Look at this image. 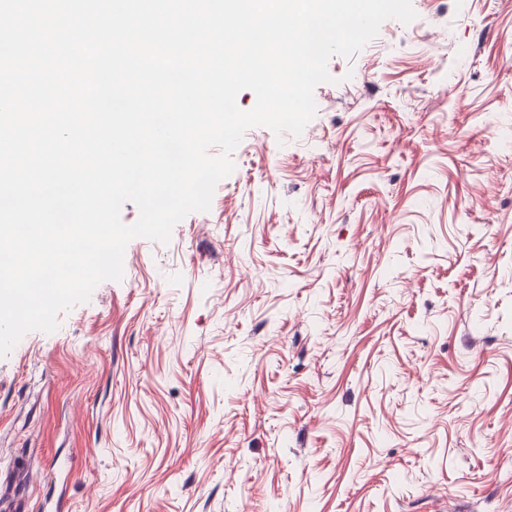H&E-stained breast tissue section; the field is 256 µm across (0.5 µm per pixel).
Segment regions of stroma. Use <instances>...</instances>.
Segmentation results:
<instances>
[{"label": "stroma", "mask_w": 512, "mask_h": 512, "mask_svg": "<svg viewBox=\"0 0 512 512\" xmlns=\"http://www.w3.org/2000/svg\"><path fill=\"white\" fill-rule=\"evenodd\" d=\"M411 3L0 358V512H512V0Z\"/></svg>", "instance_id": "35a3bbf8"}]
</instances>
